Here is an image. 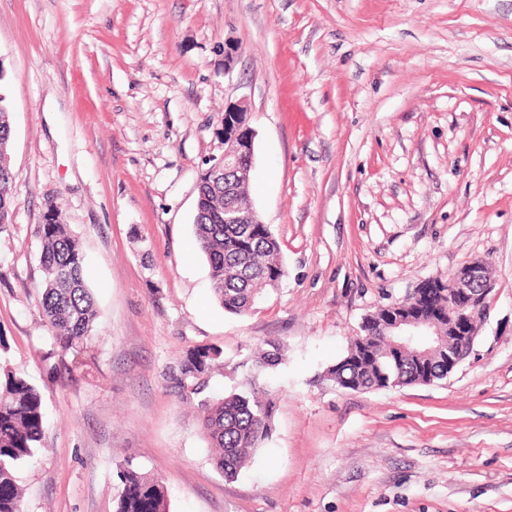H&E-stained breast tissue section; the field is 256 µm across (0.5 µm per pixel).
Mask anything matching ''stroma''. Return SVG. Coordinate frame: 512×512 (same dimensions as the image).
<instances>
[{
  "mask_svg": "<svg viewBox=\"0 0 512 512\" xmlns=\"http://www.w3.org/2000/svg\"><path fill=\"white\" fill-rule=\"evenodd\" d=\"M0 85V368L46 414L16 473L24 512H114L128 462L162 478L169 512H512V0H0ZM240 98L249 200L285 275L235 315L193 220ZM51 209L98 309L77 357L39 307ZM477 259L494 288L446 380L336 385L368 314ZM269 342L272 433L227 480L180 363L219 348L215 396ZM15 175L10 167L9 170L0 168V230L5 228L8 222L11 207L13 204V188Z\"/></svg>",
  "mask_w": 512,
  "mask_h": 512,
  "instance_id": "35a3bbf8",
  "label": "stroma"
}]
</instances>
